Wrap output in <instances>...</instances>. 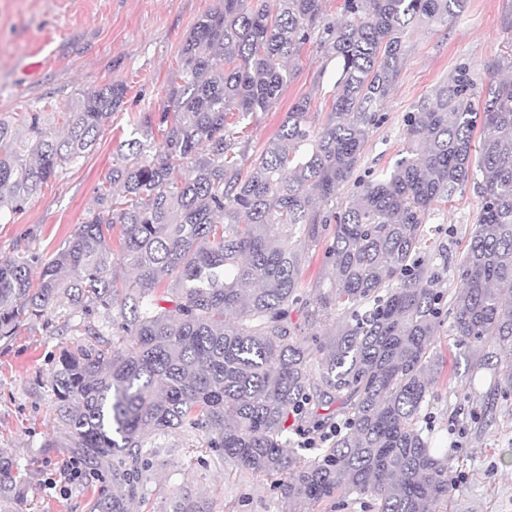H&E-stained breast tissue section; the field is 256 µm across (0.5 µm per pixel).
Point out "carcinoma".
<instances>
[{"label": "carcinoma", "instance_id": "1", "mask_svg": "<svg viewBox=\"0 0 512 512\" xmlns=\"http://www.w3.org/2000/svg\"><path fill=\"white\" fill-rule=\"evenodd\" d=\"M463 7L344 0L345 20L325 23L323 0H218L181 44L169 106L120 143L85 221L47 261L0 257V339L52 308L81 319L85 343L60 354L50 386L66 447L111 477L98 512H132L156 441L177 429L274 478L284 512L448 501V455L420 425L443 376L446 320L472 351L471 379L492 368V400L512 397V77L460 65L408 113V155L354 173L409 30ZM307 44L334 64L326 120L314 125L302 98L248 153L243 129L278 101ZM125 96L119 83L82 95L62 133L42 108L0 117V222L85 157ZM470 182L480 213L450 299L426 219ZM323 241L335 275L309 295L306 250ZM295 310L310 326L334 315L336 327L300 339ZM335 424L313 456L299 454V429ZM24 494L0 455V504Z\"/></svg>", "mask_w": 512, "mask_h": 512}]
</instances>
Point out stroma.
<instances>
[{"label": "stroma", "instance_id": "stroma-1", "mask_svg": "<svg viewBox=\"0 0 512 512\" xmlns=\"http://www.w3.org/2000/svg\"><path fill=\"white\" fill-rule=\"evenodd\" d=\"M216 0H0V115L37 107L61 112L81 94L106 84L126 86L124 103L106 122L92 152L66 174L49 180L13 223L0 224V256L23 252L50 257L82 223L112 165L119 143L145 116L160 112L178 67L179 49L196 21ZM512 51V0H465L463 12L431 29L410 30L404 65L386 99L383 123L364 144L359 171H379L410 145L406 116L460 63L479 72ZM315 46H305L294 79L280 99L257 113L248 128L250 151L278 130L298 99L311 100L313 123L325 121L333 79ZM480 199L466 186L437 205L428 226H443L449 261L466 246ZM54 311L52 322L33 319L0 341V454L13 458L28 485L9 512H92L102 486L97 474L68 488L55 486L56 468L73 457L63 447L49 385L52 360L81 336ZM488 387L458 382L435 389L431 411L438 446L448 453V502L438 512H512V399L494 419L469 414ZM145 501L133 512H282L273 478L243 474L203 448L200 436L176 430L160 442L146 475Z\"/></svg>", "mask_w": 512, "mask_h": 512}]
</instances>
